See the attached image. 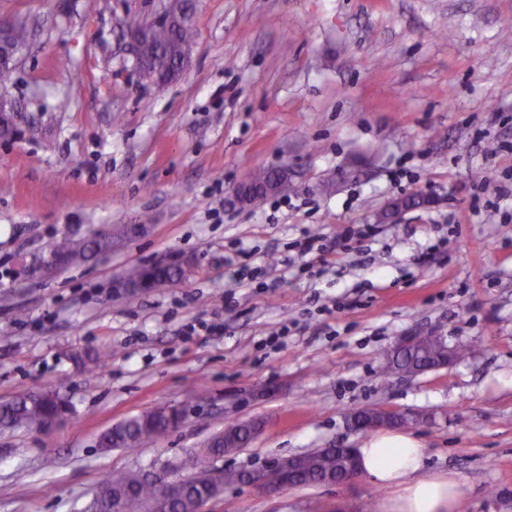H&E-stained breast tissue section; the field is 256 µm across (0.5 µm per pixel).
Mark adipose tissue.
Returning a JSON list of instances; mask_svg holds the SVG:
<instances>
[{
  "mask_svg": "<svg viewBox=\"0 0 512 512\" xmlns=\"http://www.w3.org/2000/svg\"><path fill=\"white\" fill-rule=\"evenodd\" d=\"M357 453L361 475L391 492L381 512H459L458 480L426 472V451L417 438L383 429Z\"/></svg>",
  "mask_w": 512,
  "mask_h": 512,
  "instance_id": "ef3b65f1",
  "label": "adipose tissue"
}]
</instances>
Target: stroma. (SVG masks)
Returning a JSON list of instances; mask_svg holds the SVG:
<instances>
[{
  "mask_svg": "<svg viewBox=\"0 0 512 512\" xmlns=\"http://www.w3.org/2000/svg\"><path fill=\"white\" fill-rule=\"evenodd\" d=\"M0 0L28 51L0 137V401L55 390L49 433L0 429V512H82L104 477L178 464L233 421L262 431L222 468L356 448L363 406L426 414L410 435L453 474L460 512H512V0H198L192 60L156 86L128 16L162 0ZM296 191L228 207L254 168ZM424 197L397 221L393 199ZM142 232L78 265L56 238ZM372 237L336 246L347 225ZM185 275L126 293V270ZM213 324L206 332L205 324ZM423 332L464 350L413 378L381 366ZM187 407L143 448H103L132 415ZM365 477L269 496L226 488L202 512H356Z\"/></svg>",
  "mask_w": 512,
  "mask_h": 512,
  "instance_id": "stroma-1",
  "label": "stroma"
}]
</instances>
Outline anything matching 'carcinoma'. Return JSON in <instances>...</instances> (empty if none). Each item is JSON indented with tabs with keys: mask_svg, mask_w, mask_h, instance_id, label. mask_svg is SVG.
Returning <instances> with one entry per match:
<instances>
[{
	"mask_svg": "<svg viewBox=\"0 0 512 512\" xmlns=\"http://www.w3.org/2000/svg\"><path fill=\"white\" fill-rule=\"evenodd\" d=\"M194 29L183 19L175 24L153 30L144 42L140 61L147 64L164 83L177 80L189 62L194 44ZM29 30L25 23L14 25L9 35L0 42V52L8 55L28 46ZM292 188L288 176L274 170H258L250 175V202L256 203L271 190L285 193ZM116 229L97 230L83 242L67 239L54 240L49 245L53 257L63 264L87 260L90 255L112 248ZM181 274L174 267L141 266L127 272L126 278L141 281L154 288ZM444 349L433 345H419L399 356H391L382 367L390 376L401 371H414L441 366ZM71 412L66 398L56 391L25 393L0 402V427H25L39 433H48L55 421ZM173 430L172 419L163 409L125 418L107 429L100 438L104 448H137L157 442ZM260 431L254 420L230 424L209 439L208 447L189 454L181 468L194 471L189 482L172 495L165 488L151 482L144 474L128 470L109 474L99 486L101 497L94 504L97 512H113L112 505L123 502L125 512H198L214 493L227 486L241 483L244 473L223 469L218 476L205 466L211 459L231 455L245 447ZM347 469L345 456L334 448H319L306 454L305 468L298 477L303 485L327 484Z\"/></svg>",
	"mask_w": 512,
	"mask_h": 512,
	"instance_id": "carcinoma-1",
	"label": "carcinoma"
}]
</instances>
